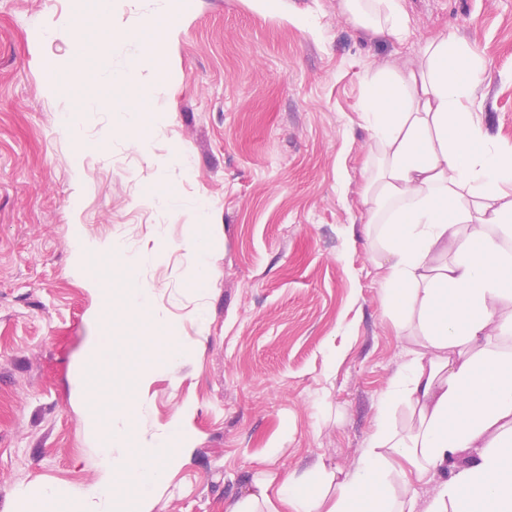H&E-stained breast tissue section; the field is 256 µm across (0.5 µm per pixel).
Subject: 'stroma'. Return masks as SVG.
I'll use <instances>...</instances> for the list:
<instances>
[{"label": "stroma", "mask_w": 512, "mask_h": 512, "mask_svg": "<svg viewBox=\"0 0 512 512\" xmlns=\"http://www.w3.org/2000/svg\"><path fill=\"white\" fill-rule=\"evenodd\" d=\"M153 9L115 0L88 60L65 23L90 0H0V512H51L42 487L100 479L80 392L104 292L81 245L145 253L154 309L186 348L142 389L143 429L183 418L191 447L148 512H224L264 475L354 466L407 360L361 232L368 79L455 32L484 61L485 128L512 146V0H405L399 41L353 24L340 0H173L169 21ZM149 19L157 64L139 83L164 119L138 147L128 112L94 101L115 95L124 36ZM70 70L91 104L57 85ZM160 180L209 204L192 218L206 226L202 289L187 285L191 219L148 197Z\"/></svg>", "instance_id": "obj_1"}]
</instances>
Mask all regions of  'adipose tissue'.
I'll use <instances>...</instances> for the list:
<instances>
[{
  "mask_svg": "<svg viewBox=\"0 0 512 512\" xmlns=\"http://www.w3.org/2000/svg\"><path fill=\"white\" fill-rule=\"evenodd\" d=\"M404 0H341L352 21L400 36ZM122 89L153 69L150 27ZM484 67L451 32L430 40L415 68L372 76L363 117L377 150L366 179L364 233H377L384 292L408 359L385 406L415 414L384 425L347 471L317 461L306 477L269 475L224 512H512V150L492 140L474 106Z\"/></svg>",
  "mask_w": 512,
  "mask_h": 512,
  "instance_id": "ef3b65f1",
  "label": "adipose tissue"
}]
</instances>
